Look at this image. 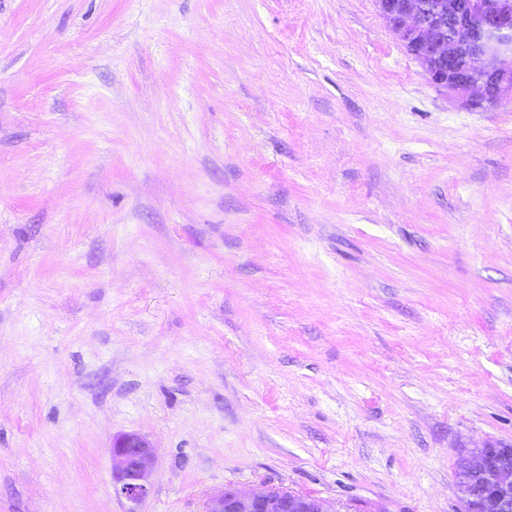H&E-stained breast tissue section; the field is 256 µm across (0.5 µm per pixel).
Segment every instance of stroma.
<instances>
[{"label": "stroma", "mask_w": 512, "mask_h": 512, "mask_svg": "<svg viewBox=\"0 0 512 512\" xmlns=\"http://www.w3.org/2000/svg\"><path fill=\"white\" fill-rule=\"evenodd\" d=\"M233 486L460 512L512 448V103L375 0H0V512ZM155 449L143 437L126 434L112 443V485L116 495L133 505L149 492V476L155 463ZM512 448H473L456 475L463 506L483 502L487 512H512Z\"/></svg>", "instance_id": "1"}]
</instances>
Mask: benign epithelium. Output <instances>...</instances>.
<instances>
[{"label":"benign epithelium","instance_id":"obj_1","mask_svg":"<svg viewBox=\"0 0 512 512\" xmlns=\"http://www.w3.org/2000/svg\"><path fill=\"white\" fill-rule=\"evenodd\" d=\"M396 39L428 82L451 91L461 107L484 110L512 101V0H375ZM155 449L126 434L112 443V485L134 505L149 492ZM456 475L461 503L512 512V448H473ZM205 512H338L335 503L288 491L229 487Z\"/></svg>","mask_w":512,"mask_h":512}]
</instances>
